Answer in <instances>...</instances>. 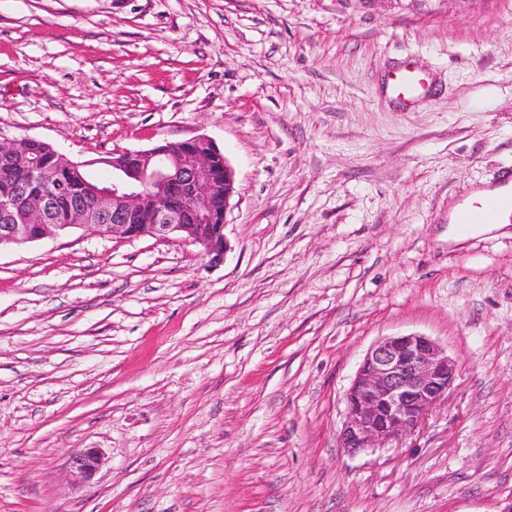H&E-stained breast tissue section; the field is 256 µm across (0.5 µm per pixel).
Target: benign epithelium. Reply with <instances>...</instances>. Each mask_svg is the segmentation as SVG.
Wrapping results in <instances>:
<instances>
[{
  "label": "benign epithelium",
  "instance_id": "1",
  "mask_svg": "<svg viewBox=\"0 0 512 512\" xmlns=\"http://www.w3.org/2000/svg\"><path fill=\"white\" fill-rule=\"evenodd\" d=\"M35 142L0 140V167L11 166ZM189 153L165 142L148 150L122 151L101 160L112 168V182L88 186L93 211L77 198L71 221L56 224L48 198L31 204L22 197L0 203V248L22 246L69 228H92L120 238L144 235L159 240L181 237L201 249L214 265L229 250L224 224L234 193L235 173L224 154L205 136L186 140ZM224 177V207L205 215V224H185L184 215L209 203L217 190L215 173ZM456 363L436 341L420 334L388 336L369 348L345 393L340 446L351 453L398 440L416 430L425 416L448 396ZM103 453L88 448L71 458L76 485L90 482Z\"/></svg>",
  "mask_w": 512,
  "mask_h": 512
}]
</instances>
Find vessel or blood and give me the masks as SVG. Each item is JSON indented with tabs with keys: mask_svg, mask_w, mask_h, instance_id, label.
<instances>
[{
	"mask_svg": "<svg viewBox=\"0 0 512 512\" xmlns=\"http://www.w3.org/2000/svg\"><path fill=\"white\" fill-rule=\"evenodd\" d=\"M426 77L411 66H404L390 77V87L402 104L416 101L426 88ZM500 194L494 196L469 195L452 213L450 220L459 233L467 234L483 224L512 223V171L498 179Z\"/></svg>",
	"mask_w": 512,
	"mask_h": 512,
	"instance_id": "1",
	"label": "vessel or blood"
}]
</instances>
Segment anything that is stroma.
<instances>
[{
    "instance_id": "obj_1",
    "label": "stroma",
    "mask_w": 512,
    "mask_h": 512,
    "mask_svg": "<svg viewBox=\"0 0 512 512\" xmlns=\"http://www.w3.org/2000/svg\"><path fill=\"white\" fill-rule=\"evenodd\" d=\"M199 135L235 171L223 265L81 229L0 249V512H499L512 224L448 215L512 168V0H0V137L105 180ZM410 333L456 360L447 398L349 454L345 391ZM389 83L395 98L400 103L408 105L421 96L427 80L424 74L406 65L391 75ZM103 453L98 448H88L69 462L70 475L74 484L90 482L102 463Z\"/></svg>"
}]
</instances>
